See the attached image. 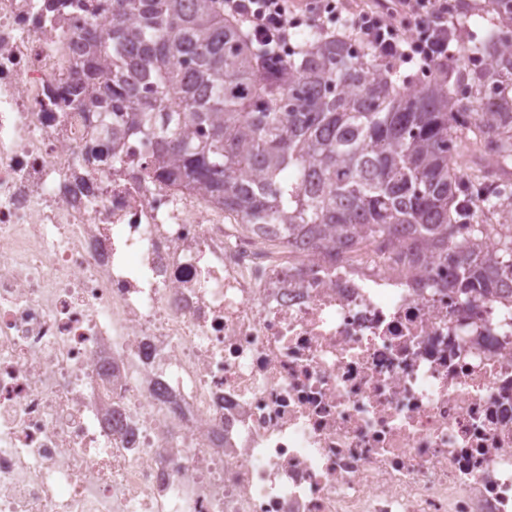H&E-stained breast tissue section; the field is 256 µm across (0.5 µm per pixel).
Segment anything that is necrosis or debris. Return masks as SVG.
Instances as JSON below:
<instances>
[{
    "label": "necrosis or debris",
    "mask_w": 512,
    "mask_h": 512,
    "mask_svg": "<svg viewBox=\"0 0 512 512\" xmlns=\"http://www.w3.org/2000/svg\"><path fill=\"white\" fill-rule=\"evenodd\" d=\"M45 2L0 0V512H512V288L405 232L277 260L113 162Z\"/></svg>",
    "instance_id": "necrosis-or-debris-1"
}]
</instances>
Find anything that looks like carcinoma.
<instances>
[{
    "mask_svg": "<svg viewBox=\"0 0 512 512\" xmlns=\"http://www.w3.org/2000/svg\"><path fill=\"white\" fill-rule=\"evenodd\" d=\"M488 2L484 39L451 16L448 66L403 84L341 26L273 62L224 0H56L95 20L61 99L112 116V155L144 133L165 181L207 187L247 226L281 227L263 243L326 249L407 224L470 303L512 278V0Z\"/></svg>",
    "mask_w": 512,
    "mask_h": 512,
    "instance_id": "cac0c4a2",
    "label": "carcinoma"
}]
</instances>
